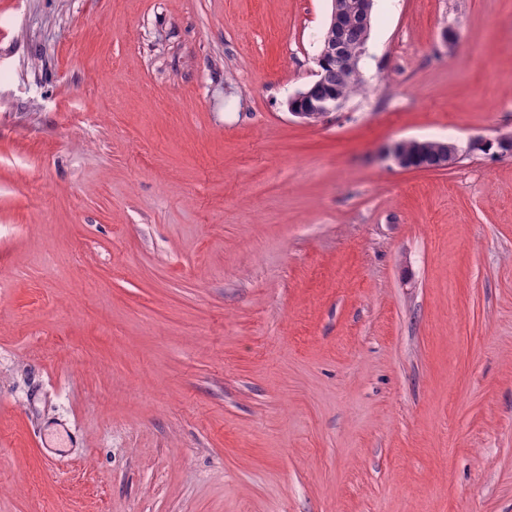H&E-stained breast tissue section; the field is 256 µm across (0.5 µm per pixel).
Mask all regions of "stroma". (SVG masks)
Masks as SVG:
<instances>
[{
	"mask_svg": "<svg viewBox=\"0 0 512 512\" xmlns=\"http://www.w3.org/2000/svg\"><path fill=\"white\" fill-rule=\"evenodd\" d=\"M330 11L0 0V512H512V0ZM340 0L332 1L333 11L331 15V27L339 28L348 18V11L346 6H343L339 2ZM331 31L328 28L325 31L322 40V46L327 40L325 47L320 55L315 58L317 69L315 70V81L311 84V87L304 95L295 93L290 97L291 101L299 100L302 102L308 99L310 102V110L304 111L300 107L299 111L288 107L289 112L292 115L297 116L309 123L318 121L331 112H336L342 107V102L338 98L331 97L329 95H321L318 92V88L321 84V75L325 67L330 65L343 66L351 63L347 61L346 54L354 55L357 51L358 44L365 39L366 30L362 20H357L345 25L338 30ZM333 41V42H332ZM343 46L342 48L337 45ZM323 87L322 90L327 93H335L343 101H346L349 97L359 93L363 87V79L351 78L343 69H329L323 72ZM448 142L449 140H425L420 144H399L397 146L395 143L389 150L388 161L400 169L415 168L413 166H407L406 163L400 161L397 152L398 149L402 155L410 160V163L416 160H428L436 163L448 162L452 164L457 160V157L449 152Z\"/></svg>",
	"mask_w": 512,
	"mask_h": 512,
	"instance_id": "35a3bbf8",
	"label": "stroma"
}]
</instances>
